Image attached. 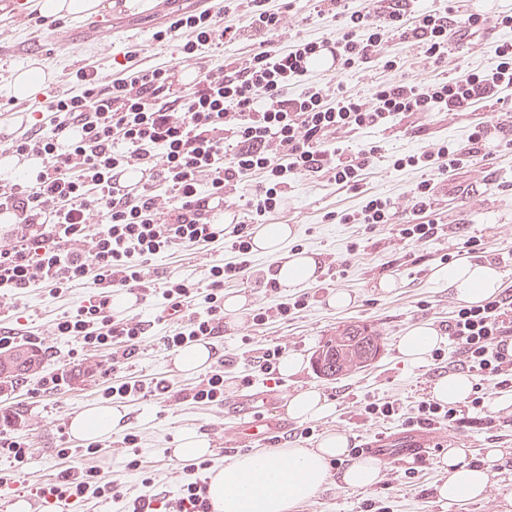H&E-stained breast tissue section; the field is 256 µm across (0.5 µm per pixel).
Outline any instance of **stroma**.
Instances as JSON below:
<instances>
[{
    "instance_id": "stroma-1",
    "label": "stroma",
    "mask_w": 512,
    "mask_h": 512,
    "mask_svg": "<svg viewBox=\"0 0 512 512\" xmlns=\"http://www.w3.org/2000/svg\"><path fill=\"white\" fill-rule=\"evenodd\" d=\"M418 6L437 13L452 12L460 25L476 10L487 18L476 34L458 40L456 48L448 52L447 63L439 66L426 59L417 46L389 42L385 53L399 62L400 75L421 84L449 80L473 69L492 66L495 45L512 41V28L496 22L498 16L512 13V0H419ZM166 20V12L159 9L157 0H147L142 8H112L102 13L97 23L62 21L59 32L64 40L57 43L28 14H7L0 18V96L5 93L11 72L33 58L43 61L52 71L51 85L55 88L65 86L69 72L81 60L90 58L107 64L131 43L140 45L145 65L174 59L172 45H159L152 39L157 27ZM339 24V19L332 15H316L310 0H294L285 14L282 31L272 38L270 47L275 50L297 38H331ZM390 76L382 60L377 59L329 74L320 71L316 79L330 89L367 98L376 82ZM500 113L499 106L480 104L473 111L454 116L435 112L421 121L402 117L388 128L361 131L346 138L345 147L356 150L366 144L375 145L379 154L358 189H339L326 174L303 177L288 186L284 204L271 221L295 225L297 232L292 241L284 244L280 256L293 254L298 248L315 253L323 272L317 282L306 286L308 306L299 317L288 321L273 319L264 325L254 324L253 314L259 308L277 306L293 296L285 288L270 292L258 286L259 280L271 277L279 256L252 255L248 279L225 285V293L243 295L245 304L241 314L226 316L223 331L211 340L217 355L229 352L237 358L234 365L224 370L223 407H206L189 400V390L203 375L177 370L173 364L174 351L164 349L161 338L171 334L174 323L159 321V309L153 301L132 303L128 313L143 322L145 333L128 370L142 380L166 377L173 389L150 401L121 400V407L127 411L124 425L99 439L97 463L106 479L117 481L124 498L119 502L91 498L81 504L80 512H123L126 499L144 494H162L169 500L178 497L182 472L179 461L171 459L169 451L178 447L182 436L189 432L208 437L212 448L210 468L223 466L233 454L224 445V433L238 422L231 406L238 395L245 393L268 397L272 402L270 410L277 417L285 415L288 398L306 388L318 389L332 403L334 410L330 415L312 420V437H302V422L292 421L288 436L278 441L282 448H313L330 432L362 443L382 432H401V423L395 419L364 421L359 405L367 397H391L407 412L419 400L429 397L437 369L427 363L409 365L402 359L398 343L412 325L425 322L441 327L457 304L447 288L431 278L433 270L441 264V254L463 255V242L469 236L491 241L492 247L486 250L485 257L503 272L505 285H512V147H493L491 159L468 161L462 168L449 172L431 212L424 216L408 210L410 191L421 179L420 170L409 166L396 168L392 161L427 151L441 141L466 143L475 124L496 120ZM369 195L393 202L396 215L392 223L367 234L358 225L329 219V212L360 208ZM426 219L441 224L439 239L422 246H401L397 236L399 225ZM455 224L461 226V233L452 232ZM224 258V246L217 243L202 254H159L153 258L152 266L163 275L197 283L203 280L207 265ZM383 278L395 280L396 288L388 292L379 288ZM339 290L348 291L353 297L352 305L342 311L327 304L330 295ZM89 294V288L83 286L58 296L45 288H33L18 298L0 300V329L14 331L21 341L31 335L43 339L49 350L41 374L62 371L67 376L66 382L48 394L36 395L41 375H35L8 395L0 396V414L11 411L20 415L22 424L16 435L29 446L23 467H15L11 459L0 457V475L15 480L21 493H30L31 489L51 482L64 465L81 468L88 463L83 455L85 442L72 437L61 439L60 432L84 409L107 406L108 401L102 396V373L111 370L112 356L109 350L98 351L87 363L101 366V373L73 378L79 347L72 339L53 335L51 325ZM346 324L375 330L382 337L384 348L371 365L336 380L325 379L314 370L312 356L326 336ZM273 346L281 347L286 354L302 356V370L284 377L282 385L274 388L259 378L244 385L243 378L255 357ZM484 414L488 423L458 434L442 428L435 430L438 447L428 460L383 465L379 481L361 489L327 484L292 512H362L364 502L370 499L383 501L389 512H512V409L490 406ZM131 432L138 437L137 450L144 464L140 471L126 466L128 449L123 439ZM64 445L73 450L66 461L58 455ZM449 447L466 449L476 463L482 460L485 449H503L505 463L493 470L482 500L450 508L438 499L435 487L443 474L437 463L443 449ZM147 477L152 480L148 486L143 483Z\"/></svg>"
}]
</instances>
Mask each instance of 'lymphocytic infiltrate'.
<instances>
[{"label": "lymphocytic infiltrate", "mask_w": 512, "mask_h": 512, "mask_svg": "<svg viewBox=\"0 0 512 512\" xmlns=\"http://www.w3.org/2000/svg\"><path fill=\"white\" fill-rule=\"evenodd\" d=\"M237 8L244 28L225 24L223 12L189 5L154 38L177 42L182 60L196 61L210 46L243 32L261 39L282 28V11L268 0H238ZM394 39L419 45L434 63L444 62L448 18L412 13L407 0H376L371 9L345 12L331 44L347 68L372 62ZM325 46L305 39L277 50L260 46L244 60L198 69L187 87L178 83L177 65L143 67L136 47L113 61L110 74L93 62L73 71L68 88L37 105V122L5 145L41 165L0 178V207L16 212L13 224L0 232V289L20 295L41 285L59 294L90 286L89 298L58 319L55 333L75 338L86 351L112 348L116 371L137 355L144 328L133 317L113 318V289L140 299L160 297L165 319L178 324L177 332L163 338L166 349L213 338L224 327L225 284L244 279L250 268L254 227L223 224L212 199L237 195L243 179L257 175L246 205L264 219L281 208L290 181L300 176L329 172L337 185L355 190L377 150L346 157L333 146L335 136L382 127L399 115L455 114L480 101L508 103L503 93L512 88V42L496 46L490 68L428 86L389 79L367 99L332 95L308 82ZM299 82L302 92L289 94V86ZM492 131L511 136L512 115L477 123L464 146L442 142L395 159V166L424 173L413 190L415 211L432 208L435 176L479 156ZM133 167L149 168V182L131 195L115 193L114 174ZM218 241L229 256L209 267L205 286L150 271L159 253L200 250ZM444 333L474 381L466 405L427 398L405 417L397 401L369 398L361 409L365 420L399 415L406 429L456 430L468 415L484 411L490 389L512 388L511 294L456 306ZM184 472L181 493L166 503L165 512H212L199 465L189 464ZM36 494L56 508L89 496L120 497L114 483L101 482L95 466L61 469L57 481Z\"/></svg>", "instance_id": "lymphocytic-infiltrate-1"}]
</instances>
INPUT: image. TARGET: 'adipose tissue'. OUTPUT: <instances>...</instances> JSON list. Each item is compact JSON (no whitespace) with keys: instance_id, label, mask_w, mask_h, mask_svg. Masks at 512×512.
Returning a JSON list of instances; mask_svg holds the SVG:
<instances>
[{"instance_id":"obj_1","label":"adipose tissue","mask_w":512,"mask_h":512,"mask_svg":"<svg viewBox=\"0 0 512 512\" xmlns=\"http://www.w3.org/2000/svg\"><path fill=\"white\" fill-rule=\"evenodd\" d=\"M34 9L44 16L85 21L112 9L111 0H34ZM320 263L315 255L297 252L279 263L274 277L280 287L301 288L318 279ZM434 282L447 285L457 300L477 304L495 297L501 290L503 274L490 260L465 255L432 274ZM438 331L417 324L399 341L403 359L412 364L427 361L440 343ZM124 410L91 406L74 416L71 434L94 441L122 423ZM347 437L330 432L314 448H277L238 453L224 467L211 472L208 495L215 512H291L296 505L311 500L329 480L359 489L374 484L380 473L378 461L367 458L347 462ZM503 456L498 448L486 449L482 463L470 462L465 449H449L440 467L446 477L436 486L437 495L448 506L477 501L485 496L491 467ZM341 462L332 471V462Z\"/></svg>"}]
</instances>
